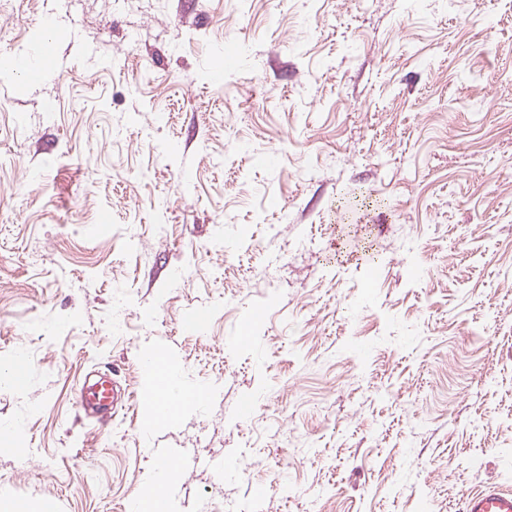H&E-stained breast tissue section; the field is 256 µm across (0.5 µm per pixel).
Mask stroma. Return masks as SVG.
<instances>
[{
    "mask_svg": "<svg viewBox=\"0 0 512 512\" xmlns=\"http://www.w3.org/2000/svg\"><path fill=\"white\" fill-rule=\"evenodd\" d=\"M1 29L0 512H123L163 458L167 512L512 489V0H0ZM354 187L387 207L337 211ZM149 351L205 406L154 420ZM91 371L133 393L103 434Z\"/></svg>",
    "mask_w": 512,
    "mask_h": 512,
    "instance_id": "obj_1",
    "label": "stroma"
}]
</instances>
